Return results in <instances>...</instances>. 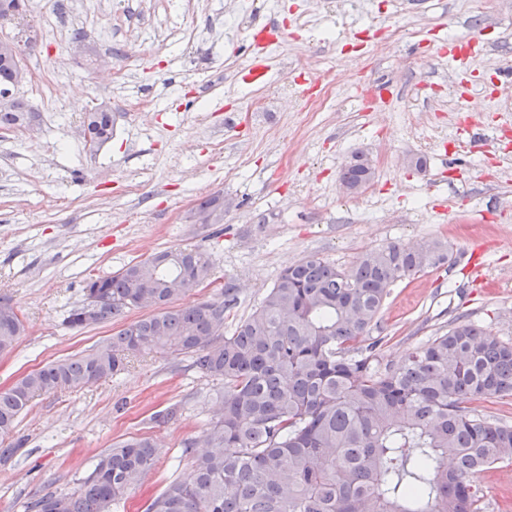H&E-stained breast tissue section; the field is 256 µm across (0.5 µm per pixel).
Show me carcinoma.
Wrapping results in <instances>:
<instances>
[{"instance_id":"1","label":"carcinoma","mask_w":512,"mask_h":512,"mask_svg":"<svg viewBox=\"0 0 512 512\" xmlns=\"http://www.w3.org/2000/svg\"><path fill=\"white\" fill-rule=\"evenodd\" d=\"M17 84V70L0 63V92ZM33 115L20 97L0 110V130ZM95 129L99 147L112 138V113H97ZM374 174L358 152L341 181L359 193ZM196 211L215 224L224 219L216 195ZM452 263L438 240L419 250L388 244L345 269L311 255L281 272L229 336L224 312L237 302L234 278L217 299L179 303L197 284L194 270L210 271L197 246L91 278L84 295L103 301L104 320L154 309L90 352L50 362L0 391V456L13 453L8 439L35 395L90 386L142 353L171 351L222 384L221 415L185 442L192 480L169 482L145 512H486L476 479L512 462V424L474 403L512 396V343L457 317L448 332L382 367L383 338L370 339L397 282ZM175 276L185 287H168ZM23 330L12 299L0 297L1 355ZM155 462L152 437L121 440L77 491L38 498L28 512H111Z\"/></svg>"}]
</instances>
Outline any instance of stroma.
<instances>
[{
  "label": "stroma",
  "mask_w": 512,
  "mask_h": 512,
  "mask_svg": "<svg viewBox=\"0 0 512 512\" xmlns=\"http://www.w3.org/2000/svg\"><path fill=\"white\" fill-rule=\"evenodd\" d=\"M85 17L88 50L107 57L123 76L93 86L92 71L67 50L71 14ZM37 41L25 51L30 84H48L37 106L33 137H0V296L12 298L25 325L15 349L0 355V390L45 364L81 355L141 317L138 309L85 327H70L83 305L88 275L108 276L160 251L202 246L210 278L187 302L218 297L234 277L238 300L225 329L258 306L279 274L315 255L350 266L364 253L398 243L438 239L454 257L428 276L396 284L381 315L383 363L447 332L462 316L512 341V154H499V127L512 128V97L499 92L512 74V12L491 0L468 13L462 0H252L242 11L226 0H27ZM274 26L282 46L269 64L288 74V93H312L300 59L345 68L354 82L386 81L395 91L385 108L388 136L377 117L351 109L346 89L326 108L303 114L270 102L251 115L241 107L257 90L240 74L257 49L247 32ZM416 34L391 40L392 27ZM479 40L482 51L462 75L439 59L442 40ZM484 107L465 140H452L462 90ZM85 104L108 103L111 141L97 153L80 136ZM148 99L150 123L133 105ZM379 159L372 185L342 189L339 172L352 153ZM423 168H416V159ZM494 164L498 177L482 179ZM223 194L220 224H197L202 198ZM220 386L183 354L133 359L112 380L35 396L0 460V512H25L48 493H71L99 455L116 442L147 434L158 446L155 469L118 512H144L148 498L172 479L192 476L185 440L200 437L220 414ZM175 416L154 422V413Z\"/></svg>",
  "instance_id": "1"
}]
</instances>
